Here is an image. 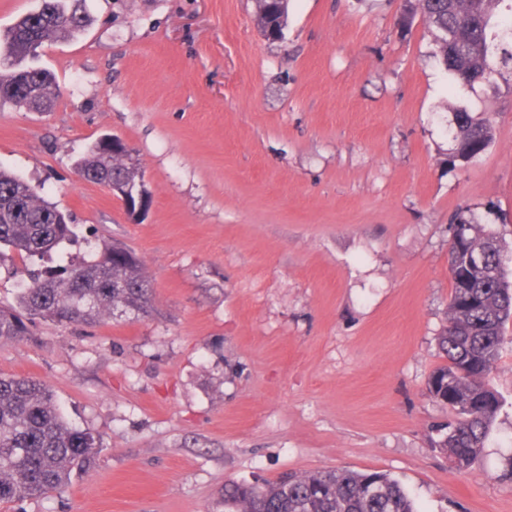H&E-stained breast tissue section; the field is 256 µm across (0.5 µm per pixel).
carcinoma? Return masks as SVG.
I'll use <instances>...</instances> for the list:
<instances>
[{
    "label": "carcinoma",
    "mask_w": 512,
    "mask_h": 512,
    "mask_svg": "<svg viewBox=\"0 0 512 512\" xmlns=\"http://www.w3.org/2000/svg\"><path fill=\"white\" fill-rule=\"evenodd\" d=\"M263 35L284 37L288 0H257ZM399 24L420 14L431 28L438 65L451 86L470 90L512 81V0H407ZM85 24L82 0H44L0 32V102L35 110L51 108L59 96L54 75L25 65L42 47L75 38ZM455 154L473 160L492 145L493 127L465 107L453 109ZM93 142L75 162L78 174L97 184L138 187L132 155ZM460 235L449 242L452 292L440 336L444 363L427 382L430 398L448 408V425L430 440L454 467H469L479 456L501 408L485 384L497 364L512 320V279L496 233L473 218L459 217ZM78 238L77 225L40 190L0 169V248L21 258H51ZM479 252L485 266L472 270L468 257ZM152 288L140 259L126 246L104 243L94 253L30 274L17 307H0V341H22L35 320L93 324L105 317L131 320L149 315ZM98 454L97 438L66 420L46 383L0 376V502L53 497L66 487L75 468H88ZM224 512H420L402 484L385 473L322 470L286 474L272 483L232 482L224 488Z\"/></svg>",
    "instance_id": "1"
}]
</instances>
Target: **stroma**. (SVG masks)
<instances>
[{"instance_id": "1", "label": "stroma", "mask_w": 512, "mask_h": 512, "mask_svg": "<svg viewBox=\"0 0 512 512\" xmlns=\"http://www.w3.org/2000/svg\"><path fill=\"white\" fill-rule=\"evenodd\" d=\"M400 6L289 0L271 41L256 0H85V31L39 60L54 107L0 105V168L71 213L69 253L120 241L153 288L138 320L0 343V375L50 385L101 448L60 495L0 512H224L225 482L343 468L399 479L420 512H512V324L469 469L431 445L448 411L426 393L456 215L512 273V86L451 88ZM455 106L495 129L470 162ZM106 134L133 151L142 211L74 169Z\"/></svg>"}]
</instances>
